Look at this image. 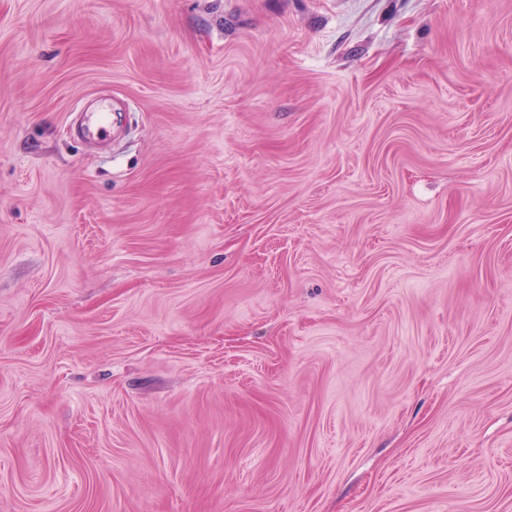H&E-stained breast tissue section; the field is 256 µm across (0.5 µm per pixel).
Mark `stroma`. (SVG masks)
Wrapping results in <instances>:
<instances>
[{
    "mask_svg": "<svg viewBox=\"0 0 512 512\" xmlns=\"http://www.w3.org/2000/svg\"><path fill=\"white\" fill-rule=\"evenodd\" d=\"M0 512H512V0H0Z\"/></svg>",
    "mask_w": 512,
    "mask_h": 512,
    "instance_id": "35a3bbf8",
    "label": "stroma"
}]
</instances>
